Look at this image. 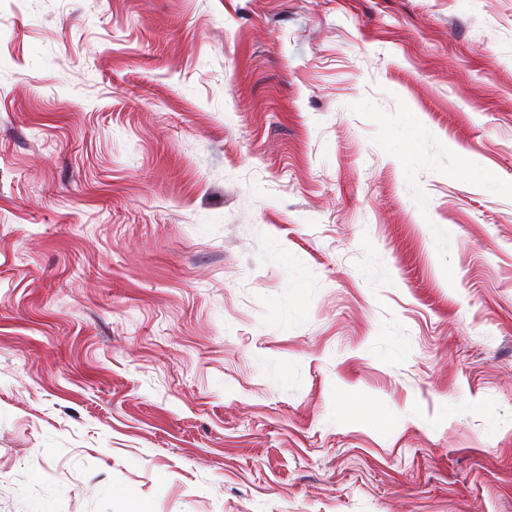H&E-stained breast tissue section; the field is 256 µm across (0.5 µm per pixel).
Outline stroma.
<instances>
[{"instance_id":"35a3bbf8","label":"stroma","mask_w":512,"mask_h":512,"mask_svg":"<svg viewBox=\"0 0 512 512\" xmlns=\"http://www.w3.org/2000/svg\"><path fill=\"white\" fill-rule=\"evenodd\" d=\"M0 512H512V0H0Z\"/></svg>"}]
</instances>
